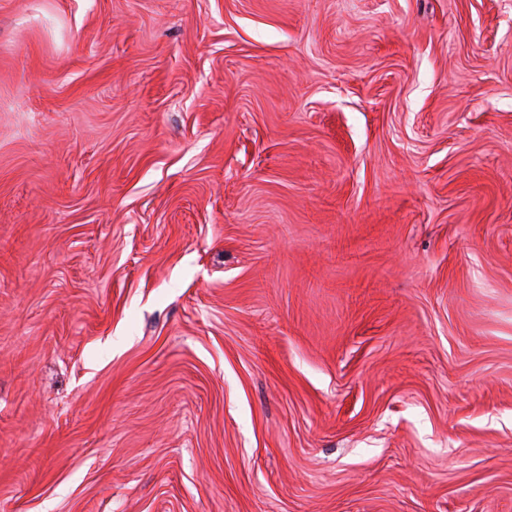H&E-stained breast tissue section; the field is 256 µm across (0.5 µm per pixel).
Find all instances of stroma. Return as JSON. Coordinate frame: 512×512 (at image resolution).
<instances>
[{
    "label": "stroma",
    "mask_w": 512,
    "mask_h": 512,
    "mask_svg": "<svg viewBox=\"0 0 512 512\" xmlns=\"http://www.w3.org/2000/svg\"><path fill=\"white\" fill-rule=\"evenodd\" d=\"M0 512H512V0H0Z\"/></svg>",
    "instance_id": "35a3bbf8"
}]
</instances>
